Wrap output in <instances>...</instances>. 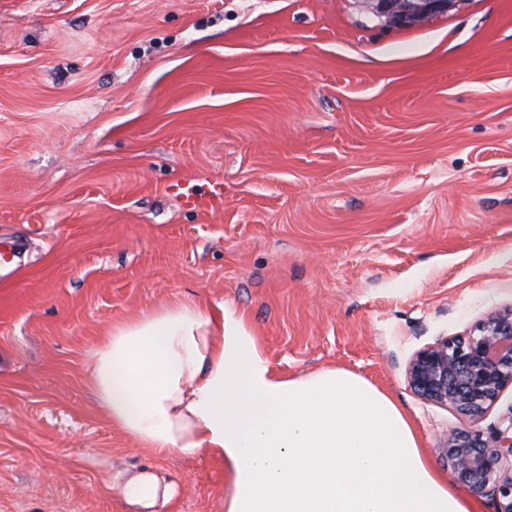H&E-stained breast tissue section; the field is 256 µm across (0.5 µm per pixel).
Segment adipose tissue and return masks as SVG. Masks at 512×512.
<instances>
[{
	"mask_svg": "<svg viewBox=\"0 0 512 512\" xmlns=\"http://www.w3.org/2000/svg\"><path fill=\"white\" fill-rule=\"evenodd\" d=\"M86 382L149 452L218 457L224 512H478L388 395L342 368L280 374L229 304L178 299L112 326Z\"/></svg>",
	"mask_w": 512,
	"mask_h": 512,
	"instance_id": "ef3b65f1",
	"label": "adipose tissue"
}]
</instances>
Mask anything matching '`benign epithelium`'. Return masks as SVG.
<instances>
[{
    "label": "benign epithelium",
    "mask_w": 512,
    "mask_h": 512,
    "mask_svg": "<svg viewBox=\"0 0 512 512\" xmlns=\"http://www.w3.org/2000/svg\"><path fill=\"white\" fill-rule=\"evenodd\" d=\"M454 0H371V9L395 25L417 23L448 12ZM409 388L421 399L451 407L477 420L499 393L512 386V309L488 315L475 330L445 336L420 349L406 371ZM454 479L490 498L495 512H512V427L490 437L461 429L444 439Z\"/></svg>",
    "instance_id": "7a95c632"
}]
</instances>
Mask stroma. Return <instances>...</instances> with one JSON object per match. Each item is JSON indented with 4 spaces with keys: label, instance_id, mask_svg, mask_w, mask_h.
<instances>
[{
    "label": "stroma",
    "instance_id": "1",
    "mask_svg": "<svg viewBox=\"0 0 512 512\" xmlns=\"http://www.w3.org/2000/svg\"><path fill=\"white\" fill-rule=\"evenodd\" d=\"M224 188L201 209L186 188ZM0 512H224L210 453L158 456L85 367L171 300L244 310L273 367L348 369L446 433L414 353L512 307V0L406 26L366 0H0ZM161 490L157 476L151 473H137L128 478L125 494L129 501L144 509L153 506Z\"/></svg>",
    "mask_w": 512,
    "mask_h": 512
}]
</instances>
